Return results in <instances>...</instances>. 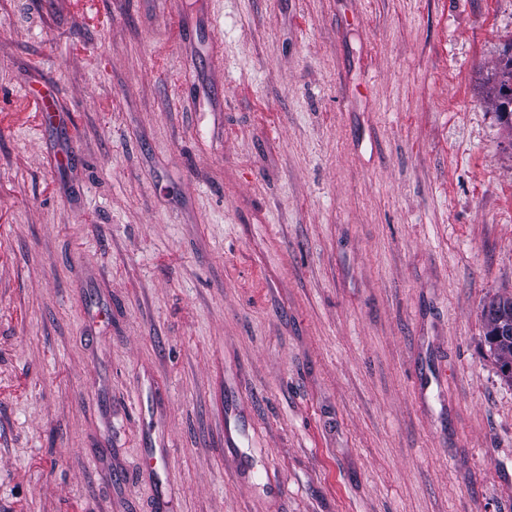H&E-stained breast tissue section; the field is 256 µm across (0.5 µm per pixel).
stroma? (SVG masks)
<instances>
[{
    "label": "stroma",
    "instance_id": "35a3bbf8",
    "mask_svg": "<svg viewBox=\"0 0 512 512\" xmlns=\"http://www.w3.org/2000/svg\"><path fill=\"white\" fill-rule=\"evenodd\" d=\"M511 49L512 0H0V512H156L149 430L170 512H512ZM512 311V297H498L489 302L484 309L487 320L486 341L490 352L499 364L500 371L505 378L504 369L512 364V334L503 332L501 336H492L499 329V322L508 318Z\"/></svg>",
    "mask_w": 512,
    "mask_h": 512
}]
</instances>
